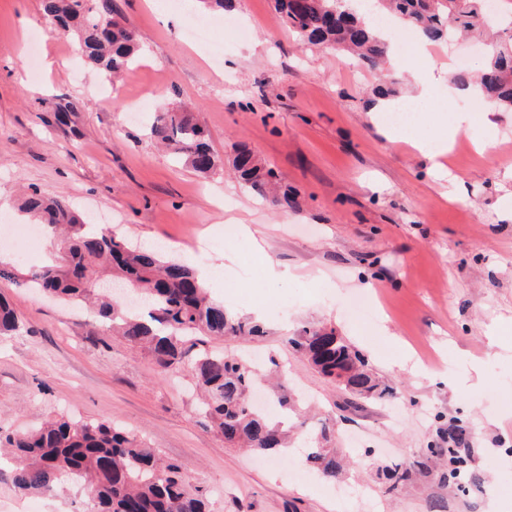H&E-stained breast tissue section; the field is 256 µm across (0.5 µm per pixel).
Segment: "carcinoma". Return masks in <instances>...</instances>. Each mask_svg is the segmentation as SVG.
Segmentation results:
<instances>
[{
  "label": "carcinoma",
  "instance_id": "carcinoma-1",
  "mask_svg": "<svg viewBox=\"0 0 512 512\" xmlns=\"http://www.w3.org/2000/svg\"><path fill=\"white\" fill-rule=\"evenodd\" d=\"M353 0H298L291 11L274 0L282 23L305 45L339 48L371 71L385 72L390 42L352 5ZM375 9L416 28L430 42L447 40L460 29L483 25L477 0H372ZM44 14L70 33L85 62L106 78L128 70L139 45L136 34L115 17L112 0H42ZM501 33L485 43L486 63L478 72L459 69L454 80L474 88L501 112H512V16L501 18ZM149 134L203 177L220 168L194 113L163 108L154 113ZM238 179L250 189L286 207L294 201L277 173L259 163L245 148L232 159ZM19 211L59 242L57 257L20 273L0 267V278L82 303L96 300L104 327L130 345L146 348L161 371L188 373L201 395L203 424L224 438L228 447L249 448L261 455L288 447V428L295 422L288 390L279 387V411L269 416L255 409L249 394L259 374L239 357L208 346V339L259 337L263 328L228 315L211 299L198 273L186 262L166 258L133 244L106 227H91L57 197L33 191ZM21 325L9 303L0 298V335ZM293 350L307 357L330 382L353 396L383 401L380 386L365 359L332 328L302 327L288 338ZM466 430L448 429V461H463L454 446ZM0 448L10 449V475L23 494L51 495L69 484L81 486L88 512H206V503L186 484L177 461H163L136 435L106 423L64 416L25 433H0ZM313 469L328 479L341 465L336 449L313 448L306 455Z\"/></svg>",
  "mask_w": 512,
  "mask_h": 512
}]
</instances>
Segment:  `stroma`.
<instances>
[{"mask_svg": "<svg viewBox=\"0 0 512 512\" xmlns=\"http://www.w3.org/2000/svg\"><path fill=\"white\" fill-rule=\"evenodd\" d=\"M113 7L139 35V60L109 87L77 63L42 0H0V262L38 266L55 249L45 238L20 257L23 190L166 245L231 314L263 320V337L227 338L224 349L276 356L294 399L337 417L346 471L334 482L312 473L302 432L278 457L225 448L203 426L188 380L164 374L83 307L3 279L22 330L0 336V428L56 415L119 425L182 463L207 512H351L345 488L362 491L372 512H512V112L497 113L493 135L473 123L485 151L449 148L442 162L454 177L440 179L424 152L375 126L379 72L303 48L272 0H233L224 12L199 0ZM194 15L212 22L220 60L185 38ZM228 16L239 30L225 28ZM184 104L221 159L245 143L295 203L273 206L231 171L202 177L158 149L150 116ZM64 107L65 125L56 119ZM234 224L259 229L258 239H225ZM267 256L284 287H268ZM350 295L371 298L372 318L347 312ZM303 326L334 328L396 397L358 400L330 384L288 342ZM456 425L468 440L455 480L433 451L448 445L439 430ZM395 463L409 478L390 492L380 471ZM85 510L78 486L24 495L0 473V512Z\"/></svg>", "mask_w": 512, "mask_h": 512, "instance_id": "35a3bbf8", "label": "stroma"}]
</instances>
